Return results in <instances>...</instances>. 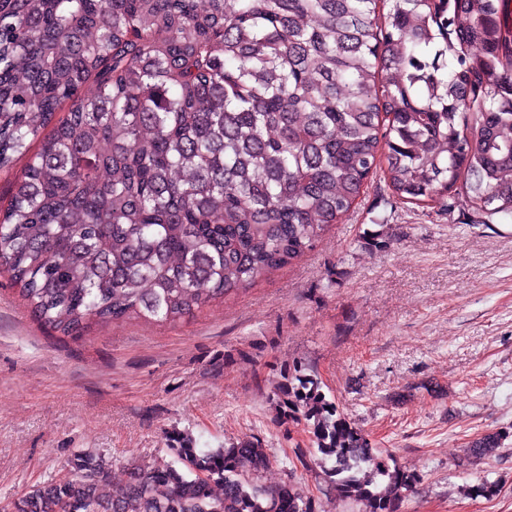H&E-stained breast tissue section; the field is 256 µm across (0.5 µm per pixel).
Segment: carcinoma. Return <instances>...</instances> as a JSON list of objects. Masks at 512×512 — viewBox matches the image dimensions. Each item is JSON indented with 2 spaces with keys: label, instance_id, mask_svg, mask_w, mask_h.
Instances as JSON below:
<instances>
[{
  "label": "carcinoma",
  "instance_id": "1",
  "mask_svg": "<svg viewBox=\"0 0 512 512\" xmlns=\"http://www.w3.org/2000/svg\"><path fill=\"white\" fill-rule=\"evenodd\" d=\"M389 5L378 14L379 3ZM38 149L27 155L30 144ZM0 271L78 339L172 323L300 259L382 172L412 204L512 219V0H0ZM295 362L274 390L310 427L318 493L256 439L170 462L78 453L9 512H401L392 462ZM506 435L471 441L477 465Z\"/></svg>",
  "mask_w": 512,
  "mask_h": 512
}]
</instances>
